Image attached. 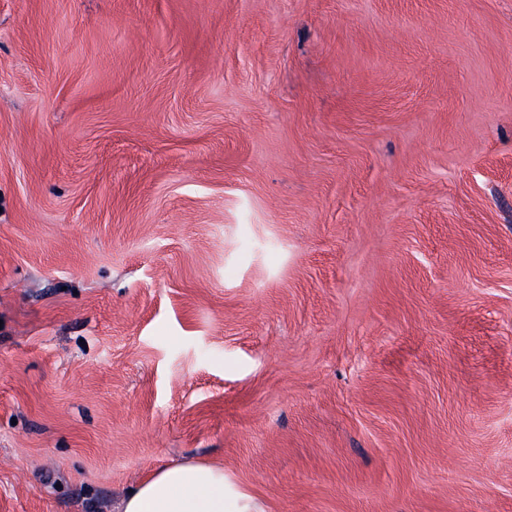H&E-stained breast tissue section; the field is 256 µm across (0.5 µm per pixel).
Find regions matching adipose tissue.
<instances>
[{"instance_id":"1","label":"adipose tissue","mask_w":512,"mask_h":512,"mask_svg":"<svg viewBox=\"0 0 512 512\" xmlns=\"http://www.w3.org/2000/svg\"><path fill=\"white\" fill-rule=\"evenodd\" d=\"M120 512H263L227 484L223 467L183 461L163 464L127 491Z\"/></svg>"}]
</instances>
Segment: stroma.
<instances>
[{
  "instance_id": "35a3bbf8",
  "label": "stroma",
  "mask_w": 512,
  "mask_h": 512,
  "mask_svg": "<svg viewBox=\"0 0 512 512\" xmlns=\"http://www.w3.org/2000/svg\"><path fill=\"white\" fill-rule=\"evenodd\" d=\"M181 460L512 512V0H0V512Z\"/></svg>"
}]
</instances>
